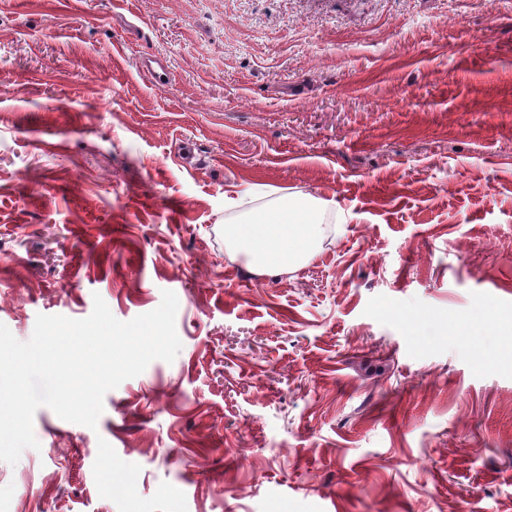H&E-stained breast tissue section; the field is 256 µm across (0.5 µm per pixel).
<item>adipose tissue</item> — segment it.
Wrapping results in <instances>:
<instances>
[{"instance_id":"1","label":"adipose tissue","mask_w":512,"mask_h":512,"mask_svg":"<svg viewBox=\"0 0 512 512\" xmlns=\"http://www.w3.org/2000/svg\"><path fill=\"white\" fill-rule=\"evenodd\" d=\"M324 206L312 197H278L264 210L224 227V239L260 269L281 272L299 266L322 235Z\"/></svg>"}]
</instances>
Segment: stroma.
Here are the masks:
<instances>
[{
	"instance_id": "35a3bbf8",
	"label": "stroma",
	"mask_w": 512,
	"mask_h": 512,
	"mask_svg": "<svg viewBox=\"0 0 512 512\" xmlns=\"http://www.w3.org/2000/svg\"><path fill=\"white\" fill-rule=\"evenodd\" d=\"M274 189L327 204L285 275L224 243ZM165 290L0 512H512V0H0V323Z\"/></svg>"
}]
</instances>
